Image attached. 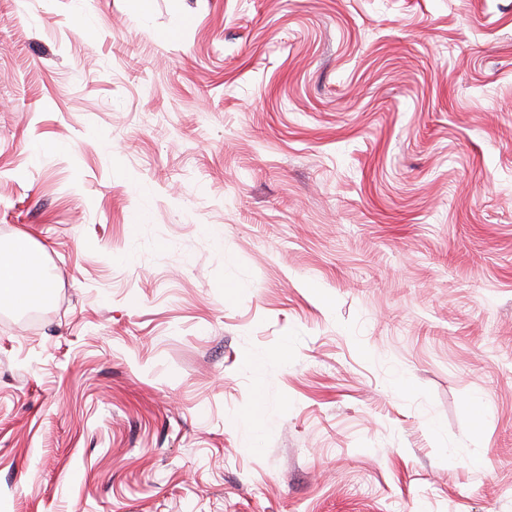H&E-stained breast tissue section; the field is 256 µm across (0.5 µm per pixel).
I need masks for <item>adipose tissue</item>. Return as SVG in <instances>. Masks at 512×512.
Instances as JSON below:
<instances>
[{"label": "adipose tissue", "instance_id": "1", "mask_svg": "<svg viewBox=\"0 0 512 512\" xmlns=\"http://www.w3.org/2000/svg\"><path fill=\"white\" fill-rule=\"evenodd\" d=\"M36 261V254L27 238L19 237L10 244H1L0 296L27 304L48 299L51 285L35 274Z\"/></svg>", "mask_w": 512, "mask_h": 512}]
</instances>
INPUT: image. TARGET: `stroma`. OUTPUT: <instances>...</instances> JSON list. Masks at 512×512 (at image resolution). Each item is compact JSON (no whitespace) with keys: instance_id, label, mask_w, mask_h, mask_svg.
<instances>
[{"instance_id":"obj_1","label":"stroma","mask_w":512,"mask_h":512,"mask_svg":"<svg viewBox=\"0 0 512 512\" xmlns=\"http://www.w3.org/2000/svg\"><path fill=\"white\" fill-rule=\"evenodd\" d=\"M0 512H512V0H0ZM36 254L26 237H17L10 244L0 245V296L16 304L45 301L51 284L34 273Z\"/></svg>"}]
</instances>
